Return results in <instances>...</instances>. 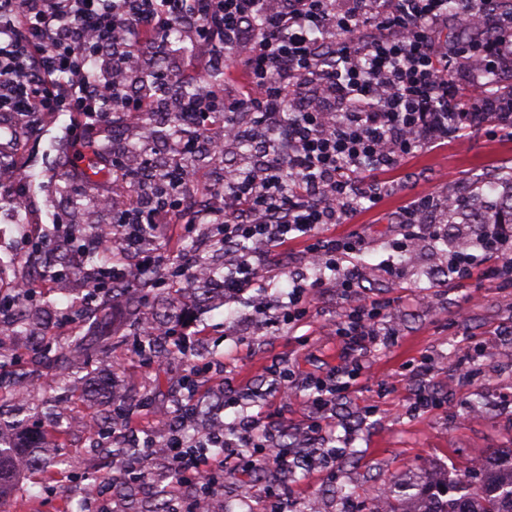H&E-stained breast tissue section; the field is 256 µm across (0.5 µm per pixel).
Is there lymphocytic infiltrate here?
Masks as SVG:
<instances>
[{
    "label": "lymphocytic infiltrate",
    "mask_w": 512,
    "mask_h": 512,
    "mask_svg": "<svg viewBox=\"0 0 512 512\" xmlns=\"http://www.w3.org/2000/svg\"><path fill=\"white\" fill-rule=\"evenodd\" d=\"M489 15L496 19L495 38L451 50L441 38L448 0H0V112L68 116L78 142L109 113L153 111L157 96L185 76L170 61L166 33L188 32L194 47L234 59L237 74L231 84L201 81L193 96L182 98L176 118L194 134L170 140V149L195 151L220 112L225 137L237 138L233 115L251 112L263 130L256 164L264 176L233 177L207 203L194 205L182 195L193 180L185 168L161 169L146 158L132 170L113 155V171L157 190L132 204H113L122 247L106 275L120 285L133 284L136 270L145 268L164 279H196L192 257L166 261L153 241L171 225L189 230L204 221L217 226L224 247V276L210 285L225 297L259 287L270 276V251L304 237L307 253L337 273L349 294L358 271L342 269L341 261L360 252L363 241L324 239L318 231L350 219L361 202H379L376 183L361 178L362 170H389L414 149L467 127L490 123L512 136V97L484 83L490 75L512 74V0H486L473 10L471 28L483 27ZM148 54L158 65L146 74L136 61ZM461 73L470 80L465 92L456 81ZM149 82L157 95L143 93ZM453 205L446 197L412 199L401 211L406 232L393 251L405 253L415 227ZM456 233L488 257H504L512 246L510 224L465 225ZM381 320L380 309L356 302L337 322L347 361L308 378L315 412L308 435L332 431L329 412L363 374L357 353L378 335ZM208 443L203 453L176 432L143 440L144 455L167 448L176 484L198 486V499L183 512H198L225 472L239 465L298 464L295 449L257 418L231 439L216 430ZM254 447L259 457L245 459L243 449Z\"/></svg>",
    "instance_id": "obj_1"
}]
</instances>
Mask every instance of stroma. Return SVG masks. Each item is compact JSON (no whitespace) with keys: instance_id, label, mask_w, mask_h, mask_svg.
<instances>
[{"instance_id":"stroma-1","label":"stroma","mask_w":512,"mask_h":512,"mask_svg":"<svg viewBox=\"0 0 512 512\" xmlns=\"http://www.w3.org/2000/svg\"><path fill=\"white\" fill-rule=\"evenodd\" d=\"M18 122L26 144L18 167L26 178L31 220L0 242V258L15 262L0 293L10 294L11 282L19 278L33 284L34 293L20 311L36 323L38 334L0 335V374L27 377L0 394V433L12 438L38 429L45 448L38 466L20 469L11 493L0 499V512H95L79 497V487L98 474L122 476L128 465L122 447L148 435L163 438L180 409L185 412L181 431L190 438L204 435L217 419L230 428L239 418L258 416L275 425L280 441L305 454L336 451L312 470L285 472L270 465L256 474L231 471L214 492L215 512H267L269 492L283 486L289 489L288 512H310L316 498L328 502V512H344L346 496L363 503L394 483L406 497L431 476L466 470L469 462L494 451H512V280L488 281L478 273L457 279L448 272L447 247L427 237L404 255L391 249L403 234L400 211L414 197L457 193L469 196L473 212L493 209L494 185L512 174L511 136L486 126L467 128L406 155L389 171L365 172V179L381 183V202L322 229L325 237L363 238L361 254L342 259L341 266L358 270L356 297L382 309L386 333L362 351L369 370L337 400L334 432L309 440L304 428L312 413L306 395L282 403L277 372L292 371L301 386L308 376L341 364L343 339L336 323L348 299L330 285L313 297L299 323L274 314V307L287 302L292 281L307 285L319 274L305 261L304 242L273 250L274 279L234 299L169 281L126 293L114 311L94 302L93 312L108 320V343L71 347L72 336L83 327L74 306L88 287L45 273L43 259L65 269L77 246L44 231L61 216L82 230L108 229L112 213L97 203L102 184L55 182L66 165L55 143L68 134L67 117L32 123L22 115ZM161 124V118L143 114L108 124L110 146L127 153L135 166L145 156L168 160L167 141L156 134ZM253 156L246 141L226 144L220 156L194 154L192 201H206L226 176L251 168ZM77 192L86 200L84 207L73 205ZM213 236L210 225L198 224L190 236L161 238L156 247L192 256L219 273L224 251ZM392 262L398 270L390 274L386 267ZM259 304L271 307V314L254 316ZM179 317L196 328L185 338V351L165 336L150 355H140L145 321ZM201 363L208 371L200 374L193 392H186L183 380ZM420 393L432 407L417 409ZM228 394L236 397L235 406H224ZM118 404L129 410L131 423L114 434L113 454L89 448L85 425H108ZM144 463L143 497L105 484L104 494L117 512H150L156 503L194 496L192 485L170 488L166 456Z\"/></svg>"}]
</instances>
